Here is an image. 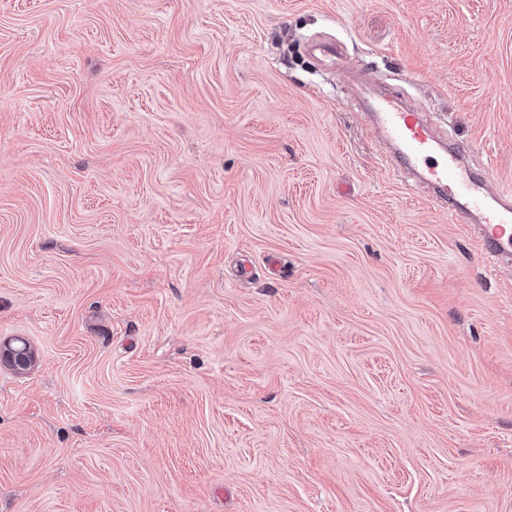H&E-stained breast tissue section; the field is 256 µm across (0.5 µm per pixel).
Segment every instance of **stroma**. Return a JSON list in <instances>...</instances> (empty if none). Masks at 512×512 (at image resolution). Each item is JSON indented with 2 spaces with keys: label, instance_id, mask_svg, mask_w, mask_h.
<instances>
[{
  "label": "stroma",
  "instance_id": "obj_1",
  "mask_svg": "<svg viewBox=\"0 0 512 512\" xmlns=\"http://www.w3.org/2000/svg\"><path fill=\"white\" fill-rule=\"evenodd\" d=\"M377 84L512 188V0H0V512H512V263ZM369 117L383 140L396 148L398 161L415 175L448 215L475 224L483 254L512 257V190L493 192L491 174L468 168L460 143H446L420 112L402 106L394 92L378 100Z\"/></svg>",
  "mask_w": 512,
  "mask_h": 512
}]
</instances>
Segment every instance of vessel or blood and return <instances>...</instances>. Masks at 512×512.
<instances>
[{
    "mask_svg": "<svg viewBox=\"0 0 512 512\" xmlns=\"http://www.w3.org/2000/svg\"><path fill=\"white\" fill-rule=\"evenodd\" d=\"M369 117L438 205L458 223L474 225L483 254L512 258V190L492 191L490 174H476L464 164L462 145L447 143L422 113L402 106L397 94H385Z\"/></svg>",
    "mask_w": 512,
    "mask_h": 512,
    "instance_id": "vessel-or-blood-1",
    "label": "vessel or blood"
}]
</instances>
